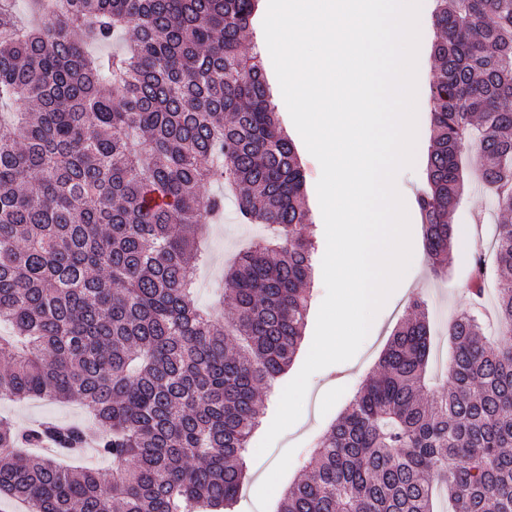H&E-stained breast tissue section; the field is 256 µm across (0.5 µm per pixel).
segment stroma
Wrapping results in <instances>:
<instances>
[{
  "label": "stroma",
  "instance_id": "1",
  "mask_svg": "<svg viewBox=\"0 0 512 512\" xmlns=\"http://www.w3.org/2000/svg\"><path fill=\"white\" fill-rule=\"evenodd\" d=\"M436 38L434 25H427L421 45V63L417 75V139L414 163L403 169L398 180L407 189L405 199L412 249L417 254L426 252L421 216L415 202L414 192L425 177V167L430 141V97L429 76L433 65L431 48ZM273 100L279 118L288 136L294 142L305 179V204L313 222L315 252L310 278L311 300L304 328L303 339L290 365L286 379L263 389L261 399L266 405L265 415L251 443L259 445L275 415L278 401L287 378L295 377L309 352L316 317L325 296L322 277V258L326 249L324 222L316 193V183L321 175L319 162L309 154L297 132L281 93H274ZM503 220L490 197L479 186H472L456 204L453 212L455 226L484 241H492L496 224ZM264 232L258 225L242 224L237 219V206L233 197L224 200V215L210 225L204 240L208 261L197 271V294L200 303L209 309H222L224 290L221 282L224 267L240 252L248 248ZM431 261L425 260L422 267L410 277L408 283L398 285L384 306L377 313L368 336L353 359L326 367L315 373L310 381L300 419L262 456L247 453L245 456L247 477L238 495L233 512H276L279 505L277 492H271L264 481L269 467L278 469L279 489L288 487L302 474V467L313 452L318 438L344 411L357 389L376 370L378 359L397 325L414 313V300H423L431 324L432 345L435 350L448 351L447 326L450 316L468 310L473 297L469 291L472 269V254L469 247L462 246L451 256L445 276L434 277ZM0 417L19 425H29L47 417L72 424L85 420V409L74 403H56L43 399L23 402L0 401Z\"/></svg>",
  "mask_w": 512,
  "mask_h": 512
}]
</instances>
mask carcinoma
Segmentation results:
<instances>
[{"instance_id": "carcinoma-1", "label": "carcinoma", "mask_w": 512, "mask_h": 512, "mask_svg": "<svg viewBox=\"0 0 512 512\" xmlns=\"http://www.w3.org/2000/svg\"><path fill=\"white\" fill-rule=\"evenodd\" d=\"M0 0V399L78 402L88 424L0 421V494L32 512H229L260 390L288 370L309 310L304 175L260 53L258 0ZM431 136L416 204L434 270L457 241L461 147L512 213V0H436ZM81 34L75 40L73 32ZM130 36L121 54L86 45ZM268 235L224 269L230 317L196 303L198 226L224 212ZM512 271V222L494 234ZM471 292L486 268L473 254ZM320 438L278 512H512V348L448 321V388L425 396L420 303ZM498 335L512 336V278ZM87 449L112 462L74 464Z\"/></svg>"}]
</instances>
